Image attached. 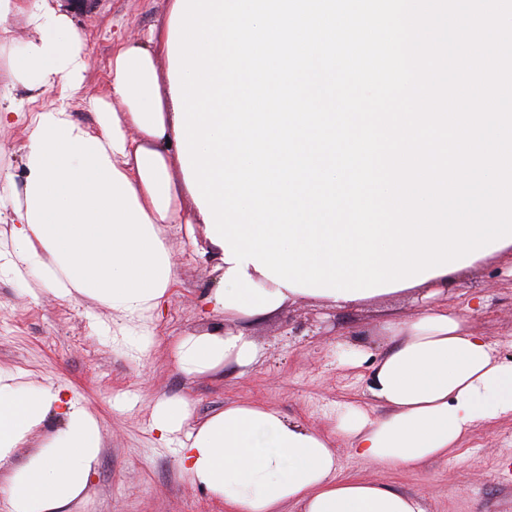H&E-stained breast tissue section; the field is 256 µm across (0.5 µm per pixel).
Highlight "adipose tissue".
I'll return each instance as SVG.
<instances>
[{
    "label": "adipose tissue",
    "instance_id": "obj_1",
    "mask_svg": "<svg viewBox=\"0 0 512 512\" xmlns=\"http://www.w3.org/2000/svg\"><path fill=\"white\" fill-rule=\"evenodd\" d=\"M23 18L31 36L0 85V126L15 111L13 91L59 90L34 113L24 146L27 175L0 250V277L29 272L60 297L88 299L124 317L163 304L175 269L167 224L202 221L184 212L175 107L157 65L168 29L112 54L110 99L97 103L96 125L73 117L69 93L85 79L86 45L67 14L25 11L0 0V22ZM391 346L371 364L367 390L386 413L347 407L336 432L378 466L417 467L447 455L479 424L512 418V362L495 358L484 337L466 331L447 308L427 307L390 325ZM184 376L246 372L259 357L243 333L186 336L173 346ZM58 426L45 431L49 417ZM189 402L159 399L152 426L174 446L183 473L226 512H423L416 497L368 480L339 478L331 441L268 406L232 404L191 424ZM104 436L99 420L67 388L23 382L0 372V466H8L9 512H70L89 484ZM25 462L13 466L18 448Z\"/></svg>",
    "mask_w": 512,
    "mask_h": 512
}]
</instances>
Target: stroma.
Here are the masks:
<instances>
[{
    "mask_svg": "<svg viewBox=\"0 0 512 512\" xmlns=\"http://www.w3.org/2000/svg\"><path fill=\"white\" fill-rule=\"evenodd\" d=\"M87 45V72L70 94L74 118L95 125L93 102L109 93L113 50L166 25L172 0H62ZM27 122L0 130V169L13 181L1 196L23 187L22 147ZM165 237L176 279L161 311L140 321L154 348L137 354L120 336L118 317L89 301H69L38 288L32 277L0 278V368L33 381H53L95 413L104 448L83 500L73 512H224L183 475L171 448L150 428L156 400L183 396L200 422L232 402L258 401L308 427L334 436L340 476L361 477L417 497L423 512H512V419L476 428L458 450L415 468H386L354 455L337 438L345 405L383 414L367 391L369 366L336 361L347 343L380 353L386 327L414 319L419 292L335 308L314 298L289 302L256 320H227L205 300L216 285L214 263L201 255L204 225L170 224ZM441 301L464 316L469 331L485 336L501 360H512V249L454 275ZM234 330L251 336L261 355L247 374L225 370L186 377L175 369L171 347L181 337Z\"/></svg>",
    "mask_w": 512,
    "mask_h": 512,
    "instance_id": "obj_1",
    "label": "stroma"
}]
</instances>
